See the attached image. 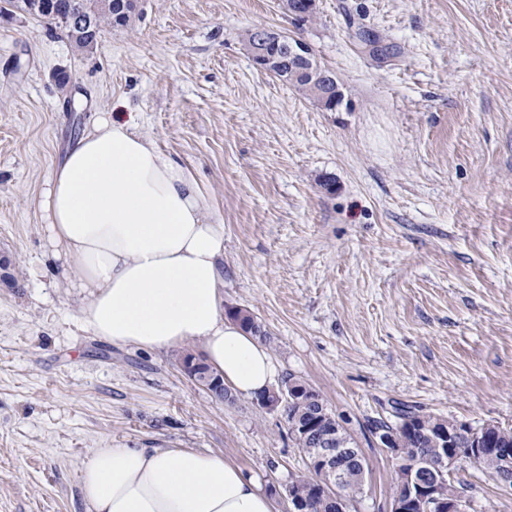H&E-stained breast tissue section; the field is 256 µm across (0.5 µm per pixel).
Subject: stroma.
<instances>
[{
	"label": "stroma",
	"instance_id": "1",
	"mask_svg": "<svg viewBox=\"0 0 512 512\" xmlns=\"http://www.w3.org/2000/svg\"><path fill=\"white\" fill-rule=\"evenodd\" d=\"M139 0L78 51L0 17V512H87L99 448H195L288 512L307 461L278 412L220 402L179 349L79 325L45 262L41 194L66 144L114 105L192 169L224 220V306L267 334L277 382L316 389L369 470L356 512H386L395 467L367 430L395 404L512 428V0ZM258 26L307 43L344 93L326 111L249 59ZM66 85H59V74ZM471 512H512L466 465Z\"/></svg>",
	"mask_w": 512,
	"mask_h": 512
}]
</instances>
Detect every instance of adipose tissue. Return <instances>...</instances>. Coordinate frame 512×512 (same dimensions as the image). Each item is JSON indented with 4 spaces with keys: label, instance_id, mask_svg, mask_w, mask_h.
Listing matches in <instances>:
<instances>
[{
    "label": "adipose tissue",
    "instance_id": "ef3b65f1",
    "mask_svg": "<svg viewBox=\"0 0 512 512\" xmlns=\"http://www.w3.org/2000/svg\"><path fill=\"white\" fill-rule=\"evenodd\" d=\"M40 207L45 257L80 289L86 330L150 351L196 340L232 391L270 389L268 349L224 316V222L134 113H107L68 146ZM80 487L89 512H272L253 477L193 448L97 449Z\"/></svg>",
    "mask_w": 512,
    "mask_h": 512
}]
</instances>
